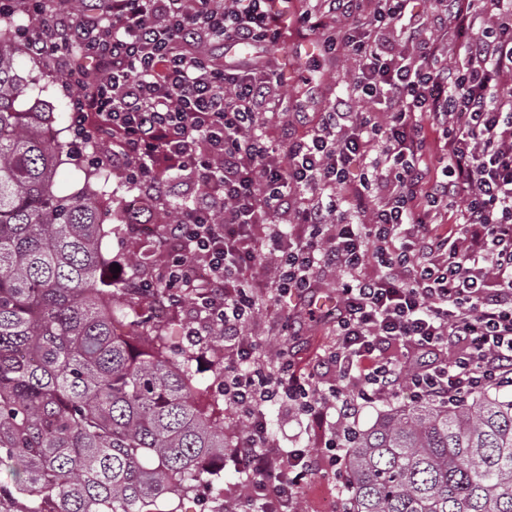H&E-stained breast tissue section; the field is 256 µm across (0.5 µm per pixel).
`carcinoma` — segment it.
<instances>
[{"instance_id":"1","label":"carcinoma","mask_w":512,"mask_h":512,"mask_svg":"<svg viewBox=\"0 0 512 512\" xmlns=\"http://www.w3.org/2000/svg\"><path fill=\"white\" fill-rule=\"evenodd\" d=\"M19 51L0 16V512H157L224 467L227 429L193 356L116 331L97 194L58 195L63 145L18 109ZM345 457L346 512H512V397L393 405Z\"/></svg>"}]
</instances>
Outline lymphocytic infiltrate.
<instances>
[{
	"instance_id": "obj_1",
	"label": "lymphocytic infiltrate",
	"mask_w": 512,
	"mask_h": 512,
	"mask_svg": "<svg viewBox=\"0 0 512 512\" xmlns=\"http://www.w3.org/2000/svg\"><path fill=\"white\" fill-rule=\"evenodd\" d=\"M320 0L300 14L351 61L344 96L290 126L265 65L222 59L275 45L291 0H0L27 16V54L60 64L80 142L104 141L146 202L171 174L193 187L167 220L169 258L136 279L194 297L191 336L224 338V402L246 423L230 453L249 488L236 512H300L335 472L360 404L406 388L457 399L512 383V0ZM336 283L333 346L312 371L267 366L245 336L258 300L317 309ZM403 345L402 358L388 349ZM341 431L316 450L268 439L269 403Z\"/></svg>"
}]
</instances>
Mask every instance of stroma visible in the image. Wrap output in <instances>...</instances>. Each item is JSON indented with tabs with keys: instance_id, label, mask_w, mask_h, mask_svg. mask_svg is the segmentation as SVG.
<instances>
[{
	"instance_id": "stroma-1",
	"label": "stroma",
	"mask_w": 512,
	"mask_h": 512,
	"mask_svg": "<svg viewBox=\"0 0 512 512\" xmlns=\"http://www.w3.org/2000/svg\"><path fill=\"white\" fill-rule=\"evenodd\" d=\"M303 28L296 22H289L283 33V40L275 53L276 66L282 75L281 91L288 105L295 112H315L335 100L345 91L349 79L350 64L345 59L317 61L318 72L315 86L305 85L302 79V63L293 52L294 38L302 34ZM19 72L29 76L26 95L20 100L21 109L40 107L48 112L52 130L59 140L66 143L68 150L62 156V163L56 170L55 182L59 189L72 193L84 185V170L92 157H100V176L96 188L100 199H113L115 203H126L133 195V188L126 182L120 167L112 163L111 148L97 146L96 150L74 148L71 129L70 99L63 85L59 68L36 61L26 54L15 59ZM155 235L141 240L121 229L103 240V252L113 263L122 269L123 276L141 273V266L133 265L132 257L147 255L150 269L159 268L166 259L160 246L164 236L162 223H155ZM192 300L183 296L180 301L171 303L167 323L169 335L167 353L179 358L181 352L191 351L196 355L194 368L196 381L204 389L206 398L218 396V382L224 368V339L221 336H202L196 339L184 336L183 330L191 321ZM275 308L268 302H260L252 321L245 329L249 337L261 342L264 358L269 364H276L278 351L283 348L285 339L273 335ZM334 341L333 327L328 320L306 323L295 344V362L299 369L309 370ZM270 440L284 450L306 449L316 446L319 431L311 425L294 407L279 402L272 403L266 411Z\"/></svg>"
}]
</instances>
